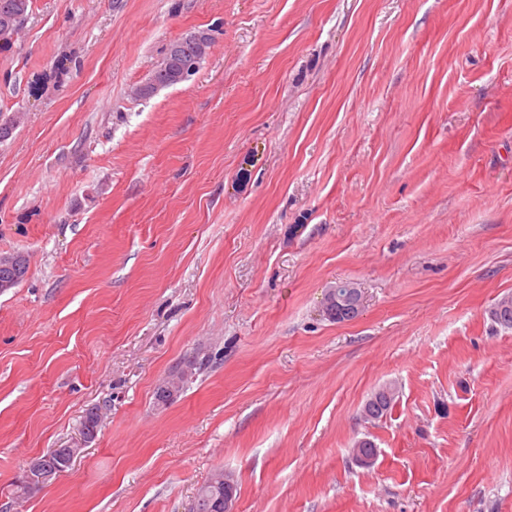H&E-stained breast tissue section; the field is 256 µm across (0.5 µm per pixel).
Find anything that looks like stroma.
Here are the masks:
<instances>
[{
    "instance_id": "stroma-1",
    "label": "stroma",
    "mask_w": 512,
    "mask_h": 512,
    "mask_svg": "<svg viewBox=\"0 0 512 512\" xmlns=\"http://www.w3.org/2000/svg\"><path fill=\"white\" fill-rule=\"evenodd\" d=\"M0 112V512H512V0H32ZM394 387L383 386L375 391L364 405V414L371 419H380L392 410L396 399ZM395 389V388H394ZM83 446L78 448H63L57 455L58 464L55 467H49L45 464L44 459L47 457V464H54L57 459L51 451L47 452L45 457L36 456L31 458L22 471V476L33 489L43 488L45 485L55 480L61 473H64L71 467L74 460L83 452ZM221 478L224 479L222 481ZM233 483L224 477V472H217L196 493V511L193 512H229L230 505L234 499ZM220 506L224 511L217 510Z\"/></svg>"
}]
</instances>
